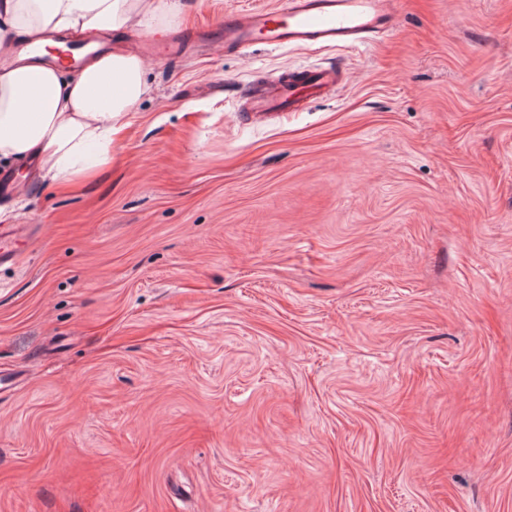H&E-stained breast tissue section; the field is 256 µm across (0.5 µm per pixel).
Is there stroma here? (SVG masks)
I'll use <instances>...</instances> for the list:
<instances>
[{
    "instance_id": "1",
    "label": "stroma",
    "mask_w": 512,
    "mask_h": 512,
    "mask_svg": "<svg viewBox=\"0 0 512 512\" xmlns=\"http://www.w3.org/2000/svg\"><path fill=\"white\" fill-rule=\"evenodd\" d=\"M283 2L164 10L98 173L0 165V512H512V0L225 49ZM286 76L272 90L254 95L249 112L255 113V116L269 111L295 112L303 102L319 97L337 86L342 80V71L329 66L306 69Z\"/></svg>"
}]
</instances>
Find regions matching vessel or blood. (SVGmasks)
<instances>
[{
	"instance_id": "vessel-or-blood-1",
	"label": "vessel or blood",
	"mask_w": 512,
	"mask_h": 512,
	"mask_svg": "<svg viewBox=\"0 0 512 512\" xmlns=\"http://www.w3.org/2000/svg\"><path fill=\"white\" fill-rule=\"evenodd\" d=\"M397 24L396 0H284L275 9L235 12L224 17V46L246 50L314 46L339 49L369 44L390 35ZM342 80L340 69H306L254 95L252 113L294 112Z\"/></svg>"
}]
</instances>
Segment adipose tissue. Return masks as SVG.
Returning a JSON list of instances; mask_svg holds the SVG:
<instances>
[{
	"mask_svg": "<svg viewBox=\"0 0 512 512\" xmlns=\"http://www.w3.org/2000/svg\"><path fill=\"white\" fill-rule=\"evenodd\" d=\"M161 0H0V161L67 182L112 161L121 120L146 93L144 62L117 47L80 69L29 63L21 43L95 44L153 17Z\"/></svg>",
	"mask_w": 512,
	"mask_h": 512,
	"instance_id": "1",
	"label": "adipose tissue"
}]
</instances>
